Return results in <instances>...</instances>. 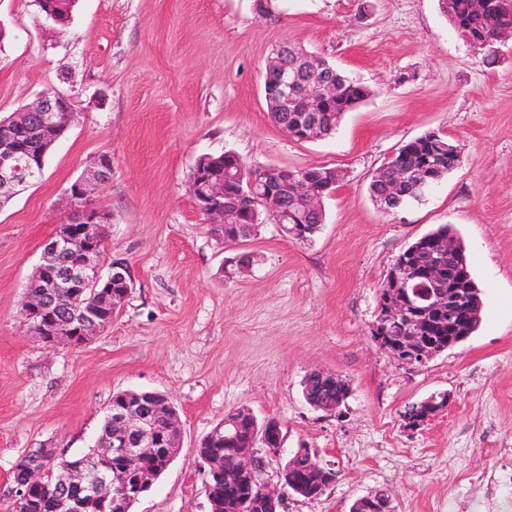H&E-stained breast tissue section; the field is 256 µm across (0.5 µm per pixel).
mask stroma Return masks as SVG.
<instances>
[{
    "mask_svg": "<svg viewBox=\"0 0 512 512\" xmlns=\"http://www.w3.org/2000/svg\"><path fill=\"white\" fill-rule=\"evenodd\" d=\"M0 118L43 91L81 117L51 148L42 177L0 208V505L18 458L42 443L93 446L114 393H164L181 447L132 512H209L196 450L225 414L280 419L283 452H318L336 481L323 496L284 494L282 512H350L386 491L394 512H487L512 505L498 450L512 446V40L489 65L439 0H76L68 25L37 0H0ZM283 44L327 59L370 97L318 141L271 119L262 81ZM434 132L460 162L398 213L373 201L377 169ZM235 152L248 166H328L344 178L312 242L272 221L225 244L189 192L196 159ZM112 178L95 195L112 214L106 253L134 288L90 342L49 346L20 303L61 197L99 155ZM462 240L482 311L465 342L415 368L370 336L395 257L438 225ZM259 255L252 271L226 260ZM336 373L350 394L335 413L310 406L303 380ZM449 406L419 430L403 413L431 395Z\"/></svg>",
    "mask_w": 512,
    "mask_h": 512,
    "instance_id": "1",
    "label": "stroma"
}]
</instances>
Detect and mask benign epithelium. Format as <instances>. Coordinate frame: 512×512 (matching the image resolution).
<instances>
[{"label": "benign epithelium", "instance_id": "benign-epithelium-1", "mask_svg": "<svg viewBox=\"0 0 512 512\" xmlns=\"http://www.w3.org/2000/svg\"><path fill=\"white\" fill-rule=\"evenodd\" d=\"M336 86L325 75L307 65L296 64L284 69L276 92L283 102L303 104L297 131L307 140L316 141L317 126L322 117V101L334 94ZM41 113L42 142L57 140L75 121L78 113L59 92H44L37 99L6 120L13 129L28 127L32 116ZM45 150L10 135L0 136V198L14 197L28 185L43 166ZM112 178V160L99 157L82 173L61 200L66 221L45 244L41 262L50 269L48 284L37 292L26 291L21 313L30 330L50 345L65 342L81 345L96 337L112 323V312L130 295L134 282L127 261L115 256L108 265L101 263L105 246L104 225L112 223V214L97 208L91 195ZM294 197L311 198L312 182L306 178L291 180ZM190 192L200 209L215 212L224 208V180L191 181ZM425 267L423 281H417L414 267L399 260L392 266L393 287L379 300L375 320L371 324L372 340L402 366H417L445 349L466 340L458 322L462 313L478 315L473 295L467 287L469 274L448 271L432 255L418 261ZM69 297L67 310L57 307L60 295ZM448 328L443 336H391L388 330L401 326L419 328L421 321ZM450 396L442 393L411 406L406 421L417 427L443 411ZM112 431L101 437L97 446L106 459L119 460V466L70 463L55 446L43 444L25 453L31 466L25 477L10 491V512H29L34 495L46 490L57 504V512H87L88 503L101 505L107 499H120L124 504L136 502L159 472L148 468L144 459L152 448L162 449L167 462L177 454L180 441L179 418L168 398L154 394L124 391L120 403L110 413ZM252 428L250 447L236 449L238 465L224 464L221 452H199L197 460L206 475V496L210 512L216 510V490L238 486L244 477L251 479L254 505L261 512H280L283 498L278 488L263 480L265 458H277L283 443L281 422L275 417L258 420L247 408H239L224 416L208 434L211 440L229 442L242 425ZM59 463L57 481L45 483L46 466ZM282 487L308 500H315L336 482V470L325 464L309 448H299L280 467ZM353 512H392L391 499L377 501L371 495L358 498Z\"/></svg>", "mask_w": 512, "mask_h": 512}]
</instances>
